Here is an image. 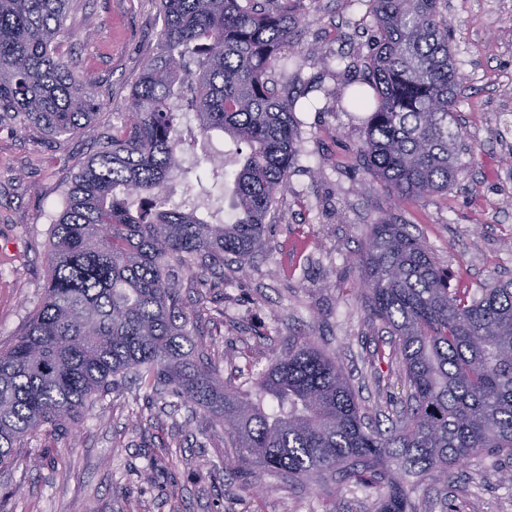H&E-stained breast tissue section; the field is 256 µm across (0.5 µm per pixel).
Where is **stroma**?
Instances as JSON below:
<instances>
[{"label":"stroma","mask_w":512,"mask_h":512,"mask_svg":"<svg viewBox=\"0 0 512 512\" xmlns=\"http://www.w3.org/2000/svg\"><path fill=\"white\" fill-rule=\"evenodd\" d=\"M295 87L317 101L301 113L300 157L260 254L224 268V284L199 300L185 274L182 297L196 332L228 385L253 388L289 334L312 336L342 364L370 423L388 426L406 395L402 366L378 359L390 336L364 309L356 258L371 224L406 225L451 274L460 293L512 278V0H448L453 53L463 78L456 118L475 159L448 192L392 202L362 167L342 165L361 143L365 115L346 111L347 60L366 55L372 21L357 0H305ZM164 20L154 0H75L58 51L88 76L100 107L95 129L128 117L132 84L159 51ZM95 151L92 137L0 126V346L11 343L44 295L48 242L62 188ZM166 394L135 383L96 403L72 433L29 438L17 463L0 468L8 512H363L371 485L341 495L267 474L220 479L233 451L206 432L201 415L172 409ZM505 462L483 455L456 466L447 486L423 483L415 512H512Z\"/></svg>","instance_id":"obj_1"}]
</instances>
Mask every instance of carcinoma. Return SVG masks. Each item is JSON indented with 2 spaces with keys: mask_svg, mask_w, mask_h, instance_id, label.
Listing matches in <instances>:
<instances>
[{
  "mask_svg": "<svg viewBox=\"0 0 512 512\" xmlns=\"http://www.w3.org/2000/svg\"><path fill=\"white\" fill-rule=\"evenodd\" d=\"M71 0H0V124L25 120L49 136L93 131V82L56 50ZM160 51L135 80L129 117L96 136L97 150L64 188L53 221L44 296L0 348V467L39 432H67L127 380L162 389L208 417L235 449L230 466L284 482L375 484L366 512H412L410 492L473 456L512 460V279L479 296L450 290L448 271L402 224L371 225L358 259L370 319L394 337L408 396L385 429L364 422L336 358L290 335L246 394L196 338L179 270L224 272L262 245L300 155L299 102L272 70L288 69L303 0H157ZM376 26L346 111L367 112L353 161L389 198L455 185L474 150L453 124L461 80L448 0H349ZM201 138L249 152L224 173V223L171 204L182 165L184 112Z\"/></svg>",
  "mask_w": 512,
  "mask_h": 512,
  "instance_id": "obj_1",
  "label": "carcinoma"
}]
</instances>
